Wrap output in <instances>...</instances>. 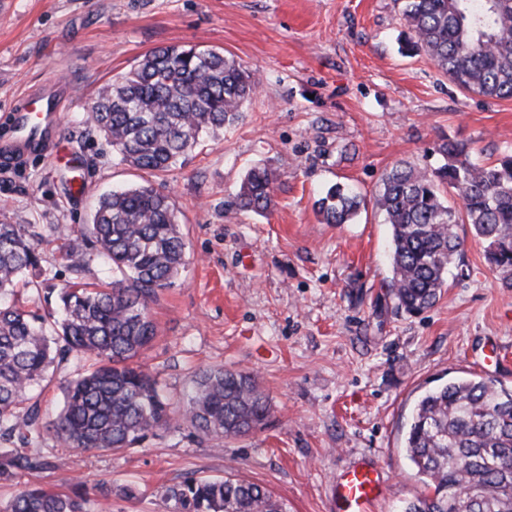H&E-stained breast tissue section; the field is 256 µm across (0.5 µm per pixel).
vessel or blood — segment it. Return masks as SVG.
<instances>
[{
  "label": "vessel or blood",
  "mask_w": 512,
  "mask_h": 512,
  "mask_svg": "<svg viewBox=\"0 0 512 512\" xmlns=\"http://www.w3.org/2000/svg\"><path fill=\"white\" fill-rule=\"evenodd\" d=\"M68 96L57 86H45L11 102L12 133L0 140V161L14 162L32 152L54 153L59 139L62 109ZM382 484L377 470L366 462L347 466L336 478V512H372Z\"/></svg>",
  "instance_id": "obj_1"
}]
</instances>
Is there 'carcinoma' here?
<instances>
[{"label": "carcinoma", "mask_w": 512, "mask_h": 512, "mask_svg": "<svg viewBox=\"0 0 512 512\" xmlns=\"http://www.w3.org/2000/svg\"><path fill=\"white\" fill-rule=\"evenodd\" d=\"M409 30L405 49L425 53L459 89L512 98V0H402ZM257 82L246 67L214 49L163 48L115 78L92 103L86 120L119 161L164 172L204 132L237 123ZM437 165L399 163L382 182L378 204L391 229L396 307L408 314L432 308L460 255L459 224L472 226L486 259L512 287V154L495 163L472 160L468 148L445 139ZM278 175L266 165L245 174L241 208L259 214L273 206ZM462 200L448 205L444 191ZM364 203L335 184L316 201L327 224H346ZM35 225L0 222V479L13 480L44 465L40 406L24 396L49 385V368L70 363L61 385L63 406L51 424L67 448L124 451L184 420L204 437L236 438L266 425L272 400L251 372L201 370L186 404L176 407L139 362L157 335L149 305L185 264L176 209L152 184H136L98 198L92 223L68 239L65 258L74 281L56 290L38 249ZM112 264L108 286L82 281L87 258ZM29 288L56 311L14 302ZM404 448L425 490L401 512H512V388L493 380L455 377L417 400ZM112 512V491L71 494L41 487L17 491L0 512ZM172 512H288L256 483L203 479L192 473L164 490Z\"/></svg>", "instance_id": "carcinoma-1"}]
</instances>
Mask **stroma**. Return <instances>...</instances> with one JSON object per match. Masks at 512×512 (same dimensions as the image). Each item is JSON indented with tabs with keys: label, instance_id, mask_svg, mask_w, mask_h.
<instances>
[{
	"label": "stroma",
	"instance_id": "obj_1",
	"mask_svg": "<svg viewBox=\"0 0 512 512\" xmlns=\"http://www.w3.org/2000/svg\"><path fill=\"white\" fill-rule=\"evenodd\" d=\"M406 35L399 0H0V137L11 100L57 80L76 93L56 158L0 163V221L37 225L61 288L66 236L90 222L99 195L161 187L186 266L150 305L158 336L141 363L177 398L202 368L251 372L274 405L261 430L223 441L185 425L121 453L47 437L48 468L0 481V501L25 485L60 490L64 472L111 489L112 512H169L164 488L192 472L257 483L288 512H330L337 474L357 460L385 483L374 512H399L423 492L403 450L410 411L457 376L512 388V288L461 224L464 250L437 304L397 309L376 196L395 164H436L448 137L485 163L512 152V99L460 90L427 56L402 53ZM189 45L236 59L258 93L237 124L202 135L168 171L117 164L86 121L91 103L150 51ZM262 164L280 175L264 216L235 204ZM335 183L364 197L350 223L316 211Z\"/></svg>",
	"mask_w": 512,
	"mask_h": 512
}]
</instances>
